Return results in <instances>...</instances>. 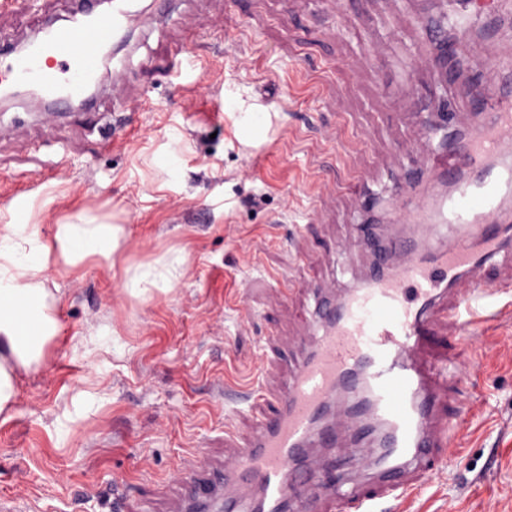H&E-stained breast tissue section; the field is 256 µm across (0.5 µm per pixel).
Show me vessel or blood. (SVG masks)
Wrapping results in <instances>:
<instances>
[{
    "mask_svg": "<svg viewBox=\"0 0 512 512\" xmlns=\"http://www.w3.org/2000/svg\"><path fill=\"white\" fill-rule=\"evenodd\" d=\"M155 27V13L141 0H112L106 11L80 0L65 23H47L20 45L0 48V96L63 104L96 86L104 61L112 63L114 102L124 68L120 51L130 44V18ZM492 80L475 86L471 132L448 153L427 155L423 168L448 183L449 193L418 194L415 184L396 187L421 209L418 234L372 236L377 261L370 277L318 312L319 346L296 366L275 410L241 440L214 476L205 455L193 461L186 494L198 512L212 500L235 512L236 492L258 490L267 502L300 498L311 478L293 462L310 444L336 446V428L315 425L335 397L349 401L342 427L355 443L379 450L378 472L342 494L321 492L324 512H378L381 504L421 490L437 464V450L456 447L469 408L447 413L448 373L461 370L459 347L441 348V330L458 338L471 333L476 312L495 313L500 294L512 291V272L486 279L488 258L512 237V62L491 63ZM452 224L456 237L437 242L432 227ZM372 306L385 316L365 317Z\"/></svg>",
    "mask_w": 512,
    "mask_h": 512,
    "instance_id": "1",
    "label": "vessel or blood"
}]
</instances>
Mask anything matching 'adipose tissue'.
<instances>
[{
  "instance_id": "obj_1",
  "label": "adipose tissue",
  "mask_w": 512,
  "mask_h": 512,
  "mask_svg": "<svg viewBox=\"0 0 512 512\" xmlns=\"http://www.w3.org/2000/svg\"><path fill=\"white\" fill-rule=\"evenodd\" d=\"M224 110L239 140L269 141L268 107L228 90ZM66 198L52 185L0 206V416L13 411L20 374L42 365L61 332L60 298L47 286L51 270L77 273L93 261L120 268L126 293L147 304L172 293L191 267L181 246L138 261L124 257L125 225L82 207L65 209Z\"/></svg>"
}]
</instances>
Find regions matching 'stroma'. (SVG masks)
<instances>
[{
	"label": "stroma",
	"instance_id": "obj_1",
	"mask_svg": "<svg viewBox=\"0 0 512 512\" xmlns=\"http://www.w3.org/2000/svg\"><path fill=\"white\" fill-rule=\"evenodd\" d=\"M71 6L19 0L0 12V38L31 34ZM466 6L181 0L165 37L135 31L126 109L112 108L108 64L91 121L79 102L49 123L42 103L0 99V206L47 186L52 170L72 206L119 211L130 259L173 245L192 257L187 279L147 306L95 265L52 272L63 331L0 418V498L39 512H190L188 460L203 453L222 468L232 438L253 432L269 407L253 391L282 387L312 348L301 340L314 306L303 280L341 292L368 275L374 255L359 225L386 223L389 186L439 148L438 126L467 131L471 88L435 82L421 65L434 53L426 26H447ZM188 32L195 68L169 73L167 56ZM228 89L272 106L271 142L238 141ZM173 131L187 141V175L159 192L140 155ZM108 133L118 138L109 150ZM91 322L118 348L91 341ZM465 365L481 401L466 446L443 456L408 512H512V317L478 329Z\"/></svg>",
	"mask_w": 512,
	"mask_h": 512
}]
</instances>
